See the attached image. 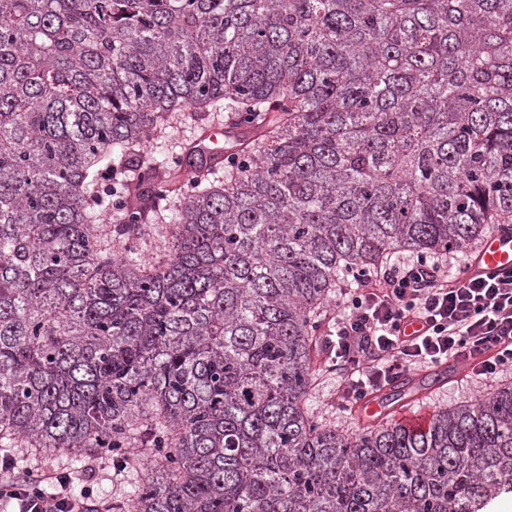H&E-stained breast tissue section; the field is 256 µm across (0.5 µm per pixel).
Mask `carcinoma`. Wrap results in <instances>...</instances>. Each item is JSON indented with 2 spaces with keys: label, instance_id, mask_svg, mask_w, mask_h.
I'll list each match as a JSON object with an SVG mask.
<instances>
[{
  "label": "carcinoma",
  "instance_id": "1",
  "mask_svg": "<svg viewBox=\"0 0 512 512\" xmlns=\"http://www.w3.org/2000/svg\"><path fill=\"white\" fill-rule=\"evenodd\" d=\"M185 110L230 113L206 169L147 159ZM501 224L512 0H0V446L147 455L130 512L512 496L509 385L425 428L306 408L339 277Z\"/></svg>",
  "mask_w": 512,
  "mask_h": 512
}]
</instances>
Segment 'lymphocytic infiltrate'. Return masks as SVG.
Segmentation results:
<instances>
[{"label": "lymphocytic infiltrate", "instance_id": "1", "mask_svg": "<svg viewBox=\"0 0 512 512\" xmlns=\"http://www.w3.org/2000/svg\"><path fill=\"white\" fill-rule=\"evenodd\" d=\"M465 272L419 255L352 275L321 344L345 373L344 406L447 361L483 381L512 371V272L488 279ZM72 485L67 470H22L13 455L0 456V512H123V503L97 501Z\"/></svg>", "mask_w": 512, "mask_h": 512}]
</instances>
